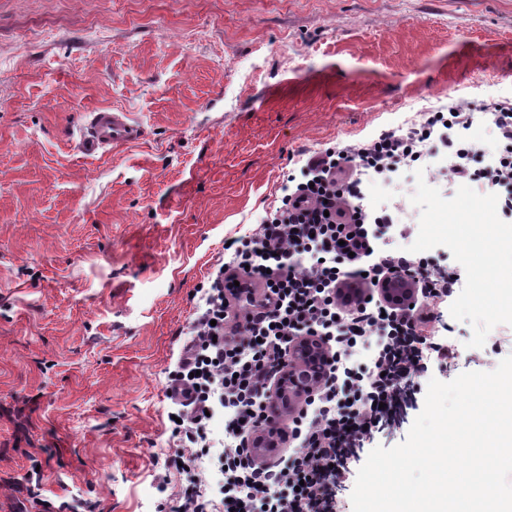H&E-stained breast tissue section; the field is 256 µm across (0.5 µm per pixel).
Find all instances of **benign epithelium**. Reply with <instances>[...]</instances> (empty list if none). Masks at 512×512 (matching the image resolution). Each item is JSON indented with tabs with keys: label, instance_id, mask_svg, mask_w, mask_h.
I'll list each match as a JSON object with an SVG mask.
<instances>
[{
	"label": "benign epithelium",
	"instance_id": "7a95c632",
	"mask_svg": "<svg viewBox=\"0 0 512 512\" xmlns=\"http://www.w3.org/2000/svg\"><path fill=\"white\" fill-rule=\"evenodd\" d=\"M411 278L400 276L389 282L383 293L395 306L406 307L414 300ZM331 357L327 345L318 336H299L288 347V353L276 370L269 390L266 423L250 440L249 455L265 462L279 453V438L269 435L278 422L304 409L305 401L325 381Z\"/></svg>",
	"mask_w": 512,
	"mask_h": 512
}]
</instances>
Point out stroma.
Returning <instances> with one entry per match:
<instances>
[{"label": "stroma", "instance_id": "1", "mask_svg": "<svg viewBox=\"0 0 512 512\" xmlns=\"http://www.w3.org/2000/svg\"><path fill=\"white\" fill-rule=\"evenodd\" d=\"M512 102V0H0V512L13 482L96 512H169L216 464L183 469L170 379L216 271L248 239L302 153L422 124L415 100ZM139 139L85 155L91 112ZM387 188L388 236L415 240L416 186ZM430 379L490 371L512 325Z\"/></svg>", "mask_w": 512, "mask_h": 512}]
</instances>
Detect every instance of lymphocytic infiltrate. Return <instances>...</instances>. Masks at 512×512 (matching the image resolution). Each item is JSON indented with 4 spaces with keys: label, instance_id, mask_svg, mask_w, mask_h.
<instances>
[{
    "label": "lymphocytic infiltrate",
    "instance_id": "f902f5d3",
    "mask_svg": "<svg viewBox=\"0 0 512 512\" xmlns=\"http://www.w3.org/2000/svg\"><path fill=\"white\" fill-rule=\"evenodd\" d=\"M485 109L504 148L483 169L471 167L479 154L465 135L472 115L455 106L404 135L308 153L305 183L285 194L257 236L225 263L194 328L197 340L173 378L190 404L224 412V512H335V479L345 478L365 443L384 430L400 389L432 361L452 357L436 340L423 306L447 302L460 273L430 275L422 259L378 249L381 219L358 204L359 177L384 176L416 161L435 135L445 142L457 178L481 181L488 194L512 189V103L491 102ZM241 269L261 288L263 304L240 335L226 330L224 292ZM400 275L414 278L415 302L408 308L390 306L379 292ZM304 334L333 344L328 378L308 413L293 423V453L276 465L254 463L246 444L263 420L268 382L294 337ZM359 347L370 350L369 362L347 365Z\"/></svg>",
    "mask_w": 512,
    "mask_h": 512
}]
</instances>
